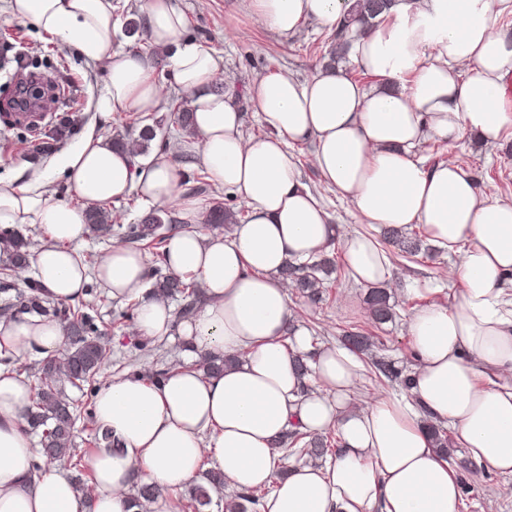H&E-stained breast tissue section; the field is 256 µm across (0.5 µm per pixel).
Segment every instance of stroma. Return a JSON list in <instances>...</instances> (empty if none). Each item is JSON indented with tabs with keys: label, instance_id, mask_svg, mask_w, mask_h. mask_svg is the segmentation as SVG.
Masks as SVG:
<instances>
[{
	"label": "stroma",
	"instance_id": "1",
	"mask_svg": "<svg viewBox=\"0 0 512 512\" xmlns=\"http://www.w3.org/2000/svg\"><path fill=\"white\" fill-rule=\"evenodd\" d=\"M185 18L183 39L209 49L221 62L224 84L242 87L239 102L244 114L243 131L246 137L266 135L245 90L254 80L269 74H290L303 79L326 64L329 56L323 41L325 29L307 21L293 34L283 36L255 23L247 0H172ZM7 48L9 57L24 54L26 63H33L45 81L54 83L57 98L50 109L35 112L28 117L0 109V178H14L27 182L33 175L50 172L48 190L65 202L80 205L66 174L56 169L60 155L75 147L87 133L112 138L126 133L132 112L117 111L104 116L96 109L106 80L104 64L84 58L75 45L64 44L34 25L14 19L0 0V48ZM69 116L71 123L59 136L51 153H42L41 147L49 132L54 130L61 116ZM312 142L292 145L291 154L298 163L307 187L324 204L332 224L336 226L337 243L332 252H340V239L359 231L361 225L351 205L340 199L335 190L321 180L312 164ZM417 155L425 165L433 166L454 159L476 179L482 193L491 197L512 199V137L487 144L473 133L464 134L458 142L445 145L439 137L428 136L417 148ZM112 232L86 234L82 252L101 258L109 249L122 243L120 225L137 223L150 210L138 194L105 203ZM458 254L443 252L432 258L422 256L392 263L393 283L389 288L396 307L395 321L375 324L365 308L367 286L350 278L345 264H338L330 277V286L324 302L309 304L296 288H289L288 300L295 325L304 329L312 349L340 344L344 332L353 326L378 337L382 354L396 366L414 370L416 358L407 334L410 314L432 301H445L457 292L460 284L449 277V269L457 263ZM104 330L103 343L106 358L101 366L100 381L128 375H151L172 364L183 361L185 346L180 336L144 339L134 330L131 319L116 320V313L125 309L127 302L112 298L97 281H89L84 297L75 301ZM68 400L82 405L83 416L76 422L75 451L88 457L98 451L93 440L92 418L95 398L89 390H78L64 385ZM460 480L469 485L462 497L461 512H512V498L498 494L503 476L460 473Z\"/></svg>",
	"mask_w": 512,
	"mask_h": 512
}]
</instances>
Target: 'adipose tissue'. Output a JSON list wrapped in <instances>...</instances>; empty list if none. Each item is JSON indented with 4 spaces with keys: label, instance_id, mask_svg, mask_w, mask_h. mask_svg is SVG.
I'll return each instance as SVG.
<instances>
[{
    "label": "adipose tissue",
    "instance_id": "obj_1",
    "mask_svg": "<svg viewBox=\"0 0 512 512\" xmlns=\"http://www.w3.org/2000/svg\"><path fill=\"white\" fill-rule=\"evenodd\" d=\"M249 2L257 21L282 35L307 20L334 30L351 6ZM8 8L16 20L105 62L98 112L160 107L158 57L112 48L114 0H8ZM509 10L512 0H396L351 48L371 85L340 70L303 80L264 76L248 94L269 134L247 139L235 94L219 88L218 60L182 43L184 17L170 0H144V37L172 48L169 66L190 99L196 135L183 151L249 208L248 221L224 235L195 231L193 200L178 214L186 228L169 239L167 263L202 283L204 307L174 323L165 302L143 295L148 269L138 250L112 248L92 277L79 251L88 209L133 190L153 204L175 197L179 171L165 153L141 162L87 134L60 161L82 206L48 192L45 173L25 184L0 180V224L47 227V241L29 262L51 300L83 296L94 277L113 297L141 296L142 337L175 331L192 355L235 354L239 361L211 376L179 362L158 384L138 375L107 382L94 418L121 446L89 458L95 493L88 501L59 461L33 471L40 447L23 419L33 390L9 367L32 351L58 356L66 330L51 319L0 316V512H135L130 489L140 477L163 492V512H176L179 492L207 458L229 492L269 488L264 512H460V486L432 445L429 419L451 425L470 458L512 477V201L481 193L456 162L429 168L415 152L430 133L452 144L467 131L488 143L512 131V33L499 24ZM304 141L314 142L316 170L361 223L420 224L436 246L461 253L451 270L461 284L452 304H428L408 320L418 359L411 397L383 392L350 410L362 376L358 358L343 347L321 348L303 380L291 352L307 349V335L296 332L294 348L283 343L291 310L279 271L336 236L289 153ZM341 249L357 283H388V256L373 235L352 234ZM297 426L336 429L341 448L324 466H294L283 475L274 443Z\"/></svg>",
    "mask_w": 512,
    "mask_h": 512
}]
</instances>
